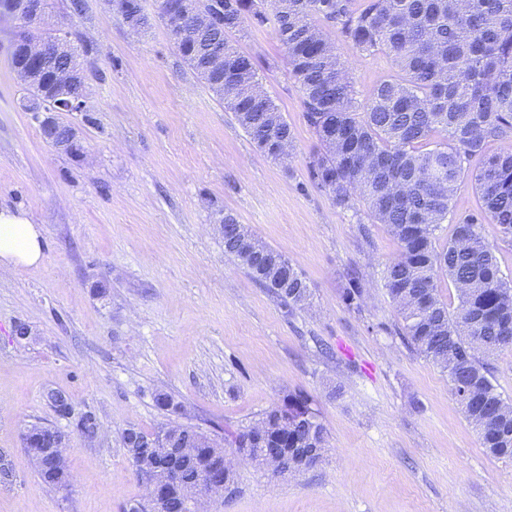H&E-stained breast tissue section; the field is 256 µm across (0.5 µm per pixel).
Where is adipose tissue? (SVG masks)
<instances>
[{"instance_id": "obj_1", "label": "adipose tissue", "mask_w": 512, "mask_h": 512, "mask_svg": "<svg viewBox=\"0 0 512 512\" xmlns=\"http://www.w3.org/2000/svg\"><path fill=\"white\" fill-rule=\"evenodd\" d=\"M43 260L42 232L20 210L0 208V271L33 267Z\"/></svg>"}]
</instances>
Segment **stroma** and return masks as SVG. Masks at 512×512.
<instances>
[{
	"instance_id": "1",
	"label": "stroma",
	"mask_w": 512,
	"mask_h": 512,
	"mask_svg": "<svg viewBox=\"0 0 512 512\" xmlns=\"http://www.w3.org/2000/svg\"><path fill=\"white\" fill-rule=\"evenodd\" d=\"M69 3L47 0V30L77 32L90 49L89 111L60 115L82 133L79 158L56 152L23 108L6 55L14 26L0 23V207L39 224L44 251L38 266L0 273V455L12 465L0 512H125L146 494L125 428L171 421L219 439L291 394L326 428L322 462L276 478L236 461L239 491L212 512H512V460L485 452L447 374L399 336L383 286L396 241L363 202L336 207L309 179L319 143L274 29L233 42L273 63L258 78L293 129L284 166L252 145L161 25L137 35L106 0H84L78 15ZM345 57L367 102L390 63ZM221 210L292 261L310 306L286 312L225 255ZM479 210L462 178L436 245ZM351 272L366 289L358 310L342 300ZM159 392L183 412L160 409ZM87 414L90 439L78 427ZM34 424L67 433L68 490L37 476L23 445Z\"/></svg>"
}]
</instances>
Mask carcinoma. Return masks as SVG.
Wrapping results in <instances>:
<instances>
[{
	"label": "carcinoma",
	"mask_w": 512,
	"mask_h": 512,
	"mask_svg": "<svg viewBox=\"0 0 512 512\" xmlns=\"http://www.w3.org/2000/svg\"><path fill=\"white\" fill-rule=\"evenodd\" d=\"M207 2L214 15L210 26L183 11L168 31L182 45L180 56L195 70L213 51H224V79L205 87L233 112L251 143L277 160L283 144L293 146L292 129L269 95L255 90L257 63L230 39L247 27L273 25L303 98L304 120L320 144L307 163L311 181L340 208L363 201L373 221L387 227L399 253L385 267L384 287L401 314L402 340L448 374L486 452L512 460V409L478 356L512 346V285L500 276L482 233L493 224L512 243V0ZM113 9L138 32L151 26L141 0H113ZM38 27L37 21L18 24L10 44L13 68L24 64L23 41ZM340 42L382 52L396 68L363 105L354 97ZM437 137L443 142L428 148ZM495 142L504 147L488 153ZM473 159L479 161L470 177L480 213L455 225L439 249L434 230L448 217L457 182ZM240 228L249 230L224 213V254L285 308L308 304L306 278L281 251L268 245L265 263L242 260L233 236ZM441 277L457 291L452 313L437 291ZM363 300L359 277L348 276L343 301L358 308ZM285 417L288 446L326 443V429L307 398L290 395L288 404L262 420L277 427ZM131 429L123 431V448L142 479L151 461L141 465L132 457ZM184 431L201 439L197 464L183 473L184 484L198 490L208 477L224 474V448L193 427ZM36 473L50 488L70 486V474L50 466Z\"/></svg>",
	"instance_id": "1"
}]
</instances>
